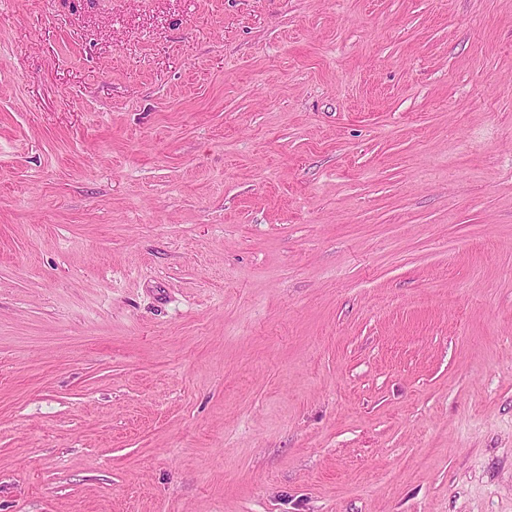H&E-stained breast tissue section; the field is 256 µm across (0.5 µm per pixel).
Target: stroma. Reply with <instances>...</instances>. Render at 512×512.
<instances>
[{
  "mask_svg": "<svg viewBox=\"0 0 512 512\" xmlns=\"http://www.w3.org/2000/svg\"><path fill=\"white\" fill-rule=\"evenodd\" d=\"M0 512H512V0H0Z\"/></svg>",
  "mask_w": 512,
  "mask_h": 512,
  "instance_id": "obj_1",
  "label": "stroma"
}]
</instances>
